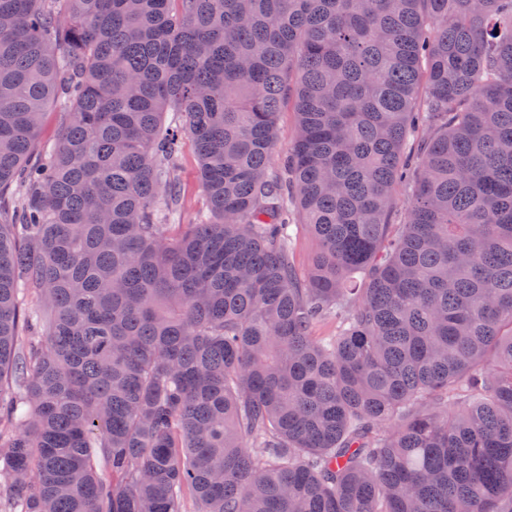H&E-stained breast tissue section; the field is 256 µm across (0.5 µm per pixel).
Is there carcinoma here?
Returning a JSON list of instances; mask_svg holds the SVG:
<instances>
[{
	"instance_id": "1",
	"label": "carcinoma",
	"mask_w": 512,
	"mask_h": 512,
	"mask_svg": "<svg viewBox=\"0 0 512 512\" xmlns=\"http://www.w3.org/2000/svg\"><path fill=\"white\" fill-rule=\"evenodd\" d=\"M58 2L0 0V512H512V0ZM278 138L274 150V169L279 172V164L282 158L288 155L294 138L296 119L295 113L293 112V106L288 100H286L282 106L281 112L278 118ZM64 119L63 112H60V109L55 104L45 110L32 159L41 153L43 147L55 142ZM176 174L181 186L182 208L185 213L184 222L181 224H190L188 221L192 214L206 202L199 178L198 158L191 141L187 140L183 146ZM314 249V241L299 229L292 247L291 256L295 266L302 273L307 269Z\"/></svg>"
}]
</instances>
